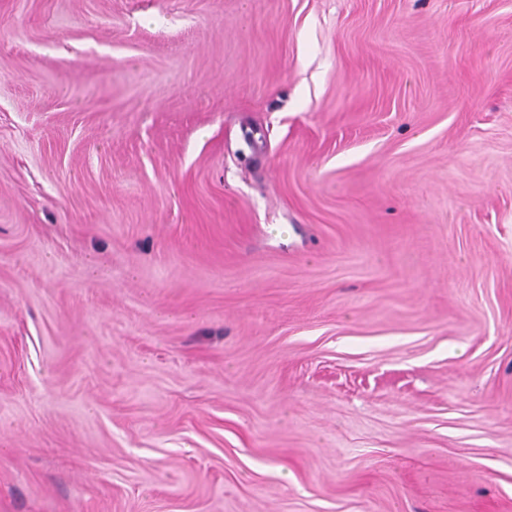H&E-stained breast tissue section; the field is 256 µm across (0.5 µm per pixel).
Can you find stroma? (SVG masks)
<instances>
[{"mask_svg":"<svg viewBox=\"0 0 512 512\" xmlns=\"http://www.w3.org/2000/svg\"><path fill=\"white\" fill-rule=\"evenodd\" d=\"M0 512H512V0H0Z\"/></svg>","mask_w":512,"mask_h":512,"instance_id":"stroma-1","label":"stroma"}]
</instances>
